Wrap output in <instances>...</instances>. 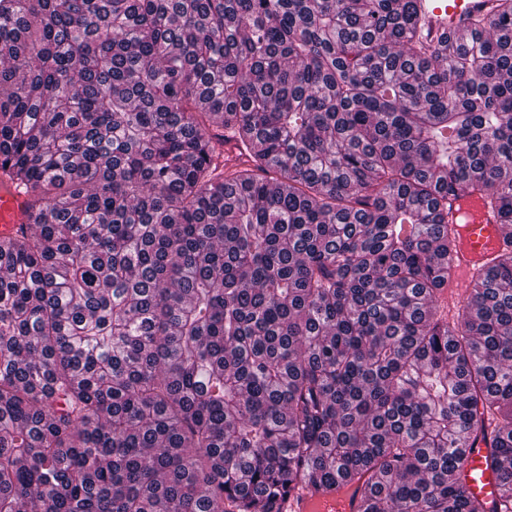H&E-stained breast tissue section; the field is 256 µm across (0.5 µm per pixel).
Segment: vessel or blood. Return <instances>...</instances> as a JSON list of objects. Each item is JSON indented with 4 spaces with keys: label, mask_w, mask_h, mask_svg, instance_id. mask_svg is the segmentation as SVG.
<instances>
[{
    "label": "vessel or blood",
    "mask_w": 512,
    "mask_h": 512,
    "mask_svg": "<svg viewBox=\"0 0 512 512\" xmlns=\"http://www.w3.org/2000/svg\"><path fill=\"white\" fill-rule=\"evenodd\" d=\"M423 37L436 43L444 34L465 30L470 16L485 12L491 0H414ZM450 231L456 248L449 256L452 277L440 297L443 309L455 313L462 288L476 268L485 264L512 237V226L495 223L479 202L471 198L452 200ZM29 198L7 183L0 182V236L13 233L29 221ZM483 442L468 443L464 450L462 479L470 495L492 501L499 497L501 484L487 468ZM360 500L351 489L303 490L290 499L289 512H359Z\"/></svg>",
    "instance_id": "b4317fda"
}]
</instances>
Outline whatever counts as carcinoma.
I'll return each instance as SVG.
<instances>
[{
  "label": "carcinoma",
  "mask_w": 512,
  "mask_h": 512,
  "mask_svg": "<svg viewBox=\"0 0 512 512\" xmlns=\"http://www.w3.org/2000/svg\"><path fill=\"white\" fill-rule=\"evenodd\" d=\"M511 171L512 0H0V512H512ZM424 40L430 44L446 33L452 35L465 30L470 16L485 12L491 0H414ZM29 198L12 186L0 182V236L13 233L21 224H28ZM452 205L448 224L456 237V248L449 255L452 277L440 301L450 319L458 308L463 286L471 280L476 268L485 264L504 243L512 237V226L495 224L479 202L471 198L448 199ZM462 216L471 217L466 224L458 223ZM486 454L487 448L481 440L468 442L464 448L462 479L470 495L494 501L501 493V484L497 475L486 467ZM359 496H353V489L344 487L303 490L294 494L290 499L287 512H359ZM289 510V511H288Z\"/></svg>",
  "instance_id": "cac0c4a2"
}]
</instances>
